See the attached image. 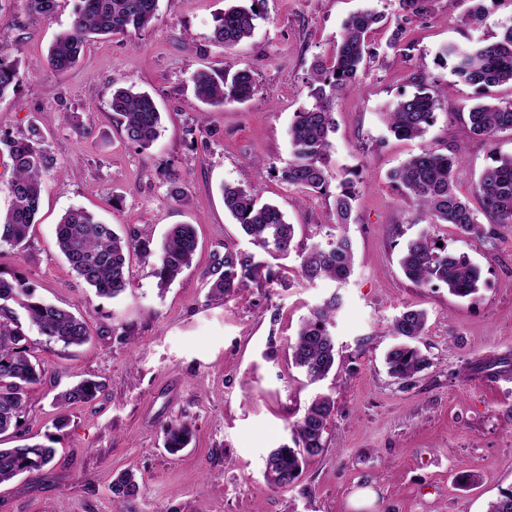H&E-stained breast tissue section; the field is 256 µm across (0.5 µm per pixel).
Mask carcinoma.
I'll return each mask as SVG.
<instances>
[{
    "mask_svg": "<svg viewBox=\"0 0 512 512\" xmlns=\"http://www.w3.org/2000/svg\"><path fill=\"white\" fill-rule=\"evenodd\" d=\"M35 16L47 17L54 12L55 0H26ZM159 0H79L70 27L58 34L48 50L46 62L57 71L72 68L95 36H108L129 30L142 31L157 19ZM261 0L250 5L230 6L214 18L213 42L234 47L249 39L256 21L262 18ZM399 25L391 34L388 46L394 48L403 35L402 24L413 16L430 13L434 0H397ZM385 16L373 10L353 14L344 24L336 53L329 64L320 63L312 76L310 97L313 103L295 113L289 129L292 158L281 170V181L302 192L320 193L330 179V133L335 131L332 101L336 93L356 88L360 71L370 54V34L381 27ZM442 56L453 62V72L464 83L477 89L512 84V25L503 28L493 40H482L475 46L461 48L447 45ZM416 92L400 97L386 113L389 129L404 139H421L436 121L438 92L424 73L412 74ZM195 96L209 106L227 101L244 103L254 96L255 80L251 70L232 74L200 69L193 76ZM21 84L18 61L9 48L0 47V100L14 93ZM112 112L121 118L128 142L145 150L158 139L161 112L153 95L134 87H118L112 91ZM469 137L490 141L497 133L512 131V100L497 104L477 103L467 116ZM0 144L6 149L11 177L7 190L11 204L0 214V244L22 249L41 206L42 178L55 165L54 158L43 147L39 128L32 123L27 133L14 136L0 130ZM460 146L446 153L423 149L389 174L404 194L426 214L430 223L450 224L459 234L487 238L497 229L512 224V155L501 156L486 168L473 188L490 223L478 221L468 197L457 189V175L463 163ZM224 210L240 225L258 253L274 260L286 258L294 249V225L283 211L270 203L261 204L257 193L230 184L222 187ZM356 197L352 180L342 179L334 203L336 223L329 226L327 240L312 244L301 254V277L316 281L344 282L351 275L353 243L346 233ZM147 228L121 236L113 225L97 219L90 212L75 207L67 210L56 226L57 245L71 269L97 295L117 298L129 286L128 258L131 251L147 250L150 245ZM197 249L196 233L190 224H176L166 235L157 255L155 274L158 287L170 285L188 267ZM406 276L417 285L443 284L450 294L472 298L479 291L480 271L464 255L437 246V240L421 234L409 240L400 257ZM256 275L273 285L279 282V271L266 261L255 260V254L224 246V254L215 257L210 297L222 301ZM25 311L27 320L36 325L49 342L65 347L81 345L90 336L86 323L73 312L43 301L36 288L24 278L0 275V435L22 428L18 421L27 412L29 390L42 381L43 373L32 361L31 346L22 322L11 304ZM341 297L335 293L314 309L311 317L297 330L289 345L293 364L306 378L316 383L336 369V342L329 330ZM426 313L407 307L394 318L388 331L398 339L387 352L385 362L390 375L408 381L429 364L428 358L413 345L424 335ZM104 384L88 379L59 392L54 404L64 409L71 404L90 403L101 393ZM334 409L327 395L315 397L294 425L295 447L283 445L273 450L266 461L269 482L275 487L292 484L302 472L308 457L316 456L325 446L324 434ZM191 429L186 423L169 424L165 429V448L176 453L190 441ZM55 457V448L41 444H21L0 448V484L22 473L40 472ZM139 493L135 474L127 471L112 483L117 499H128ZM487 512H512V489L501 491L488 504Z\"/></svg>",
    "mask_w": 512,
    "mask_h": 512,
    "instance_id": "cac0c4a2",
    "label": "carcinoma"
}]
</instances>
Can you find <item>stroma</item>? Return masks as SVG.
Instances as JSON below:
<instances>
[{
    "mask_svg": "<svg viewBox=\"0 0 512 512\" xmlns=\"http://www.w3.org/2000/svg\"><path fill=\"white\" fill-rule=\"evenodd\" d=\"M75 3L57 0L40 18L25 0H0V45L18 58L22 80L0 101V130L21 135L38 119L57 160L43 177L25 249L0 246V274L25 278L90 330L87 343L65 348L26 328L44 377L28 394L20 434L0 435V445L53 437L57 453L42 474L0 485V512H357L352 497L363 489L375 494L367 512H486L512 487V225L475 239L427 224L388 175L421 149L443 153L461 143L457 184L468 196L485 168L512 155L511 131L487 144L469 139L466 127L470 106L511 100L512 86L478 91L441 55L448 44L499 36L512 24V0H490L476 25L465 19L466 0L454 8L435 0L394 49L386 46L391 27L372 33L376 54L356 89L333 100L331 185L307 195L283 183L280 171L292 158L294 114L312 102L313 67L334 54L350 14L370 9L390 19L396 0H262L252 37L232 48L212 40L226 0H159L151 27L91 41L75 67L58 72L46 55L69 28ZM202 67L251 69L253 98L204 107L191 82ZM417 71L439 90L436 121L424 138L398 139L384 112L413 92ZM129 85L150 92L162 112L161 135L146 150L127 142L109 107L113 89ZM170 169L185 179L177 199L168 194ZM345 178L358 190L348 228L353 272L339 286L311 285L300 276V254L335 222V186ZM227 184L277 204L295 228L296 250L283 262V284L253 280L220 303L206 286L214 255L228 244L252 249L224 210ZM72 207L123 235L149 227L152 252H131L130 286L119 298L98 297L60 254L55 227ZM175 224L194 225L198 248L162 290L155 253ZM423 232L480 268L476 298L404 275L400 254ZM334 292L343 298L330 327L336 372L311 384L293 366L289 343ZM408 306L428 315L418 346L429 364L405 382L387 370L393 339L384 330ZM85 378L103 382L99 397L59 410L54 396ZM319 393L335 401L323 452L292 485L271 486L268 453L291 442ZM62 413L68 424L59 431ZM173 422L194 432L174 455L163 445ZM125 471L135 472L140 491L120 500L112 481Z\"/></svg>",
    "mask_w": 512,
    "mask_h": 512,
    "instance_id": "1",
    "label": "stroma"
}]
</instances>
